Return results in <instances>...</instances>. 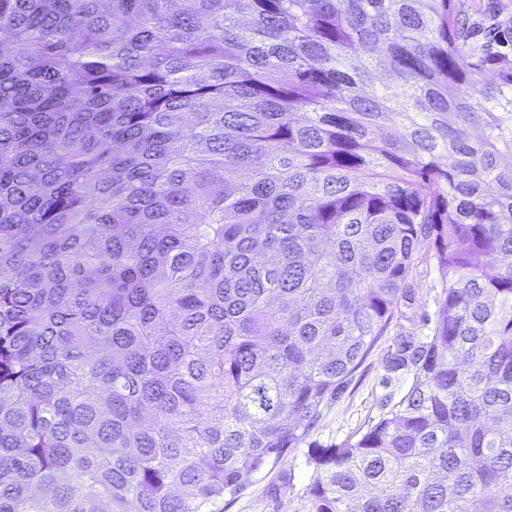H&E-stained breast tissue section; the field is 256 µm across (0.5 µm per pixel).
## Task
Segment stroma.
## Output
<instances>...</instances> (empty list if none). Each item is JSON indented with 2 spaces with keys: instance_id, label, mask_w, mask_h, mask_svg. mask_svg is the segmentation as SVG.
<instances>
[{
  "instance_id": "1",
  "label": "stroma",
  "mask_w": 512,
  "mask_h": 512,
  "mask_svg": "<svg viewBox=\"0 0 512 512\" xmlns=\"http://www.w3.org/2000/svg\"><path fill=\"white\" fill-rule=\"evenodd\" d=\"M413 301L405 307L400 324L390 327L354 374L342 397L324 408L310 435L309 443L322 446L342 445L362 435L383 412L387 392H402L403 384L384 388L380 382L382 362L392 336L400 329L425 333V320L434 319L441 293L442 278L435 260L427 251H419L408 277ZM308 445L293 449L275 465L267 466L245 478L243 491L225 496L224 512H315L309 484L313 472L307 462Z\"/></svg>"
}]
</instances>
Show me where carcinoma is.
I'll return each mask as SVG.
<instances>
[{
	"label": "carcinoma",
	"mask_w": 512,
	"mask_h": 512,
	"mask_svg": "<svg viewBox=\"0 0 512 512\" xmlns=\"http://www.w3.org/2000/svg\"><path fill=\"white\" fill-rule=\"evenodd\" d=\"M454 115L478 135L463 139ZM512 15L0 0V512H224L404 300L315 512H512Z\"/></svg>",
	"instance_id": "carcinoma-1"
}]
</instances>
